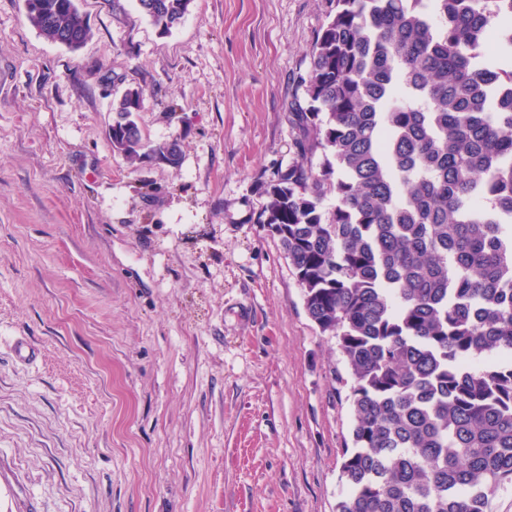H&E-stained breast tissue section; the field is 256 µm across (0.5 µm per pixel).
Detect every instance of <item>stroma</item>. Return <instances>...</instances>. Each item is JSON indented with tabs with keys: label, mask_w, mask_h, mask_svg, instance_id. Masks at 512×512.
Returning a JSON list of instances; mask_svg holds the SVG:
<instances>
[{
	"label": "stroma",
	"mask_w": 512,
	"mask_h": 512,
	"mask_svg": "<svg viewBox=\"0 0 512 512\" xmlns=\"http://www.w3.org/2000/svg\"><path fill=\"white\" fill-rule=\"evenodd\" d=\"M77 4L73 51L0 0V512H336L350 376L256 222L332 0ZM129 89L180 168L113 152ZM139 13L161 32H169L189 11L192 0H136Z\"/></svg>",
	"instance_id": "1"
}]
</instances>
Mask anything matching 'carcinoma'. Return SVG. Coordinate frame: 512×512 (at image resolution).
Returning <instances> with one entry per match:
<instances>
[{
    "label": "carcinoma",
    "instance_id": "1",
    "mask_svg": "<svg viewBox=\"0 0 512 512\" xmlns=\"http://www.w3.org/2000/svg\"><path fill=\"white\" fill-rule=\"evenodd\" d=\"M37 2L44 38L90 39L77 0ZM136 2L166 33L192 0ZM333 2L257 223L351 377L336 512H491L512 484V26L492 31L512 0ZM492 40L502 62L482 64ZM143 102L113 105L111 146L179 168V142L144 139Z\"/></svg>",
    "mask_w": 512,
    "mask_h": 512
}]
</instances>
